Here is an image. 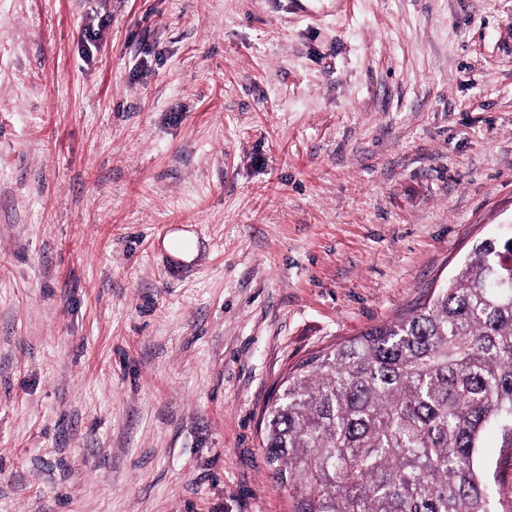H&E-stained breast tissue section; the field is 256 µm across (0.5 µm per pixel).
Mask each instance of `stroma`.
Listing matches in <instances>:
<instances>
[{"mask_svg": "<svg viewBox=\"0 0 512 512\" xmlns=\"http://www.w3.org/2000/svg\"><path fill=\"white\" fill-rule=\"evenodd\" d=\"M510 234L512 0H0V512H290L289 369ZM182 243L189 244L190 247L188 249L179 248L178 244ZM164 246L173 256L183 260L191 259L197 252L195 239L191 234L185 231L173 233L169 239L165 241Z\"/></svg>", "mask_w": 512, "mask_h": 512, "instance_id": "obj_1", "label": "stroma"}]
</instances>
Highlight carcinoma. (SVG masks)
<instances>
[{
	"mask_svg": "<svg viewBox=\"0 0 512 512\" xmlns=\"http://www.w3.org/2000/svg\"><path fill=\"white\" fill-rule=\"evenodd\" d=\"M512 236L414 312L298 364L264 413L293 512H490L488 425L512 435Z\"/></svg>",
	"mask_w": 512,
	"mask_h": 512,
	"instance_id": "obj_1",
	"label": "carcinoma"
}]
</instances>
